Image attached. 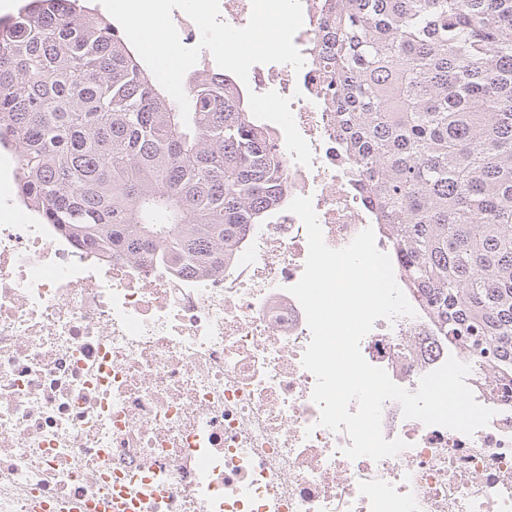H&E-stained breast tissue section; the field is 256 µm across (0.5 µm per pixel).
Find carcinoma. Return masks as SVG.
<instances>
[{
    "label": "carcinoma",
    "instance_id": "1",
    "mask_svg": "<svg viewBox=\"0 0 512 512\" xmlns=\"http://www.w3.org/2000/svg\"><path fill=\"white\" fill-rule=\"evenodd\" d=\"M319 57L339 147L404 285L492 392L512 385V0H331ZM189 124L79 0L0 20V149L20 201L105 259L224 268L288 198L278 152L209 67Z\"/></svg>",
    "mask_w": 512,
    "mask_h": 512
}]
</instances>
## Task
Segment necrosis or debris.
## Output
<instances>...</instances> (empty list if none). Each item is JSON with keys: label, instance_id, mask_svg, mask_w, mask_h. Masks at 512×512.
Returning a JSON list of instances; mask_svg holds the SVG:
<instances>
[{"label": "necrosis or debris", "instance_id": "4bbe7bcc", "mask_svg": "<svg viewBox=\"0 0 512 512\" xmlns=\"http://www.w3.org/2000/svg\"><path fill=\"white\" fill-rule=\"evenodd\" d=\"M325 0H301L304 65L251 67L235 81L261 111L289 197L308 196L334 249L373 228L392 248L337 147L318 57ZM308 254L299 218L279 208L254 225L222 271L103 262L31 221L0 168V512H512V395L468 376L495 414L473 436L382 408L386 439L407 449L347 459L345 430L319 423L311 340L289 292ZM365 360L396 384L463 349L425 310L376 320Z\"/></svg>", "mask_w": 512, "mask_h": 512}]
</instances>
